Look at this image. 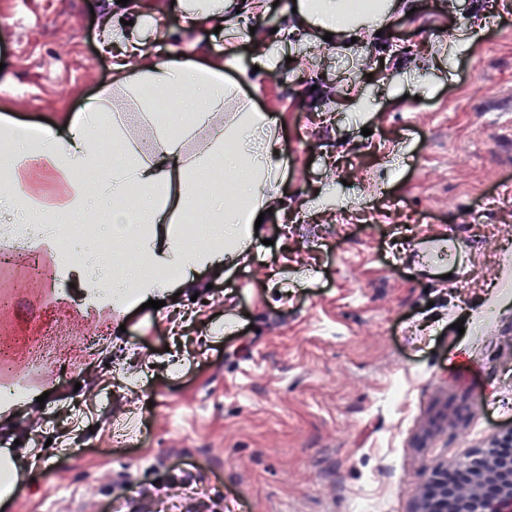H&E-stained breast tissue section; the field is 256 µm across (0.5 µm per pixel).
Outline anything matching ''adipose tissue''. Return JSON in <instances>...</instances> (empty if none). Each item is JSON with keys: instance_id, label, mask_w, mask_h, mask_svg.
<instances>
[{"instance_id": "adipose-tissue-1", "label": "adipose tissue", "mask_w": 512, "mask_h": 512, "mask_svg": "<svg viewBox=\"0 0 512 512\" xmlns=\"http://www.w3.org/2000/svg\"><path fill=\"white\" fill-rule=\"evenodd\" d=\"M404 2L377 0L374 9L359 10L354 0H297L293 29L360 38L378 31ZM182 9L190 22L215 23L232 38L239 21L266 11L267 0H183ZM141 22L134 5L105 10L99 47L114 55L112 85L151 115L159 100L176 102L191 115L179 129L159 121L146 140L129 130L120 113H111L114 151L108 155L96 138L97 123L108 111L105 97L69 119L62 133L48 127L35 136L24 124L0 121V140L14 150L12 157L0 155V208L17 215L10 234L52 249L58 228L51 214L82 215L93 197L111 202L103 217L112 228L108 247L90 260L74 243L65 270L95 302L118 311L163 298L174 287H197V273L247 253L255 222L278 202L277 186L288 168L274 121L241 98L239 83L224 75L223 60L205 65L174 51L167 59L153 58L137 39ZM217 167L231 176L236 202L225 206L222 222L202 213L197 226L177 234L175 223L198 203L184 181L191 176L203 183ZM39 169L61 178L54 199L40 200L30 191ZM80 170L90 173V181L73 180ZM173 266L181 273L176 281L165 274Z\"/></svg>"}]
</instances>
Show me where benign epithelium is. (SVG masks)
Listing matches in <instances>:
<instances>
[{"instance_id": "7a95c632", "label": "benign epithelium", "mask_w": 512, "mask_h": 512, "mask_svg": "<svg viewBox=\"0 0 512 512\" xmlns=\"http://www.w3.org/2000/svg\"><path fill=\"white\" fill-rule=\"evenodd\" d=\"M512 508V455L481 448L454 464L438 463L413 512H505Z\"/></svg>"}]
</instances>
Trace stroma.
Returning a JSON list of instances; mask_svg holds the SVG:
<instances>
[{
    "label": "stroma",
    "instance_id": "obj_1",
    "mask_svg": "<svg viewBox=\"0 0 512 512\" xmlns=\"http://www.w3.org/2000/svg\"><path fill=\"white\" fill-rule=\"evenodd\" d=\"M291 2L227 42L140 0L146 51L224 53L288 156L248 253L166 297L177 330L80 292L56 317L57 254L0 210V382L35 396L0 412V512H160L166 484L179 512H412L438 462L512 444V0H410L353 44L287 34ZM105 6L0 0V116L60 130L111 86ZM50 321L67 357L31 372Z\"/></svg>",
    "mask_w": 512,
    "mask_h": 512
}]
</instances>
